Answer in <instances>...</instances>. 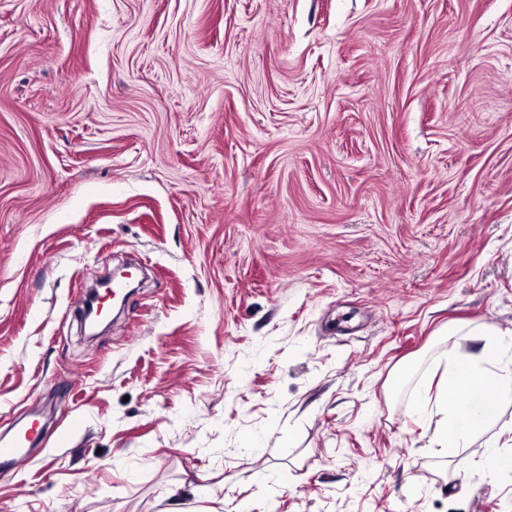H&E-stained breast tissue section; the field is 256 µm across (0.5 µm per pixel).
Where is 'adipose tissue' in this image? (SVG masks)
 Listing matches in <instances>:
<instances>
[{
  "mask_svg": "<svg viewBox=\"0 0 512 512\" xmlns=\"http://www.w3.org/2000/svg\"><path fill=\"white\" fill-rule=\"evenodd\" d=\"M503 339L485 341L474 354L449 365L435 394L432 445L458 447L488 422L499 402L512 396V369L500 370Z\"/></svg>",
  "mask_w": 512,
  "mask_h": 512,
  "instance_id": "1",
  "label": "adipose tissue"
}]
</instances>
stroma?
<instances>
[{
    "label": "stroma",
    "instance_id": "stroma-1",
    "mask_svg": "<svg viewBox=\"0 0 512 512\" xmlns=\"http://www.w3.org/2000/svg\"><path fill=\"white\" fill-rule=\"evenodd\" d=\"M511 330L512 0H0V512H512ZM504 348L503 339H491L477 353L448 366L435 394V414L440 418L430 435L432 445L458 448L489 421L499 402L512 396V369H490L501 363Z\"/></svg>",
    "mask_w": 512,
    "mask_h": 512
}]
</instances>
